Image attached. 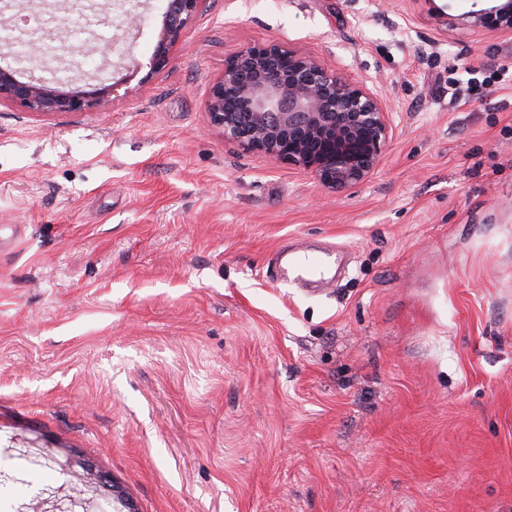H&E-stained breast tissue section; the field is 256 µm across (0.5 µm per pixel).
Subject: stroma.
Listing matches in <instances>:
<instances>
[{
	"label": "stroma",
	"mask_w": 512,
	"mask_h": 512,
	"mask_svg": "<svg viewBox=\"0 0 512 512\" xmlns=\"http://www.w3.org/2000/svg\"><path fill=\"white\" fill-rule=\"evenodd\" d=\"M109 58L65 0H0V65L114 90L0 104V468L7 512L105 475L137 512H512V32L491 0H207L149 73L166 0H109ZM273 42L391 113L345 190L207 116ZM38 44V56L28 53ZM334 280H273L284 248ZM497 5L486 9L470 10L459 15L439 13L444 25L457 28L463 26L471 30L483 29L512 32V1L497 0Z\"/></svg>",
	"instance_id": "1"
}]
</instances>
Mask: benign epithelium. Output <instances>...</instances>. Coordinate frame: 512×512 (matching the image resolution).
Listing matches in <instances>:
<instances>
[{
	"instance_id": "obj_1",
	"label": "benign epithelium",
	"mask_w": 512,
	"mask_h": 512,
	"mask_svg": "<svg viewBox=\"0 0 512 512\" xmlns=\"http://www.w3.org/2000/svg\"><path fill=\"white\" fill-rule=\"evenodd\" d=\"M203 0H167L150 72L166 68L184 29ZM442 23L471 30L512 32V0L459 15L439 14ZM238 90L231 107L225 92ZM113 87L70 90L66 81L0 66V103L13 101L37 114H69L100 108ZM206 112L224 138L246 152L288 162L314 173L331 189L365 181L393 140L390 113L358 82L329 72L315 57L276 43L249 45L224 64L210 88ZM67 512H95L97 499L67 496Z\"/></svg>"
}]
</instances>
